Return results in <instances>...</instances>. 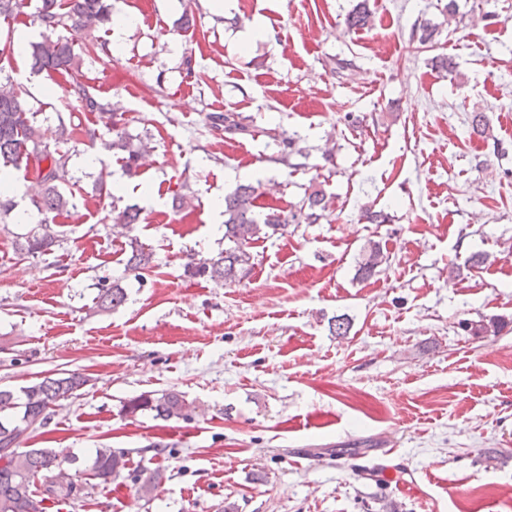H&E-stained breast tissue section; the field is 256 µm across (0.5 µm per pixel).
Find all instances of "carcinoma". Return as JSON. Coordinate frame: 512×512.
I'll return each instance as SVG.
<instances>
[{
	"instance_id": "obj_1",
	"label": "carcinoma",
	"mask_w": 512,
	"mask_h": 512,
	"mask_svg": "<svg viewBox=\"0 0 512 512\" xmlns=\"http://www.w3.org/2000/svg\"><path fill=\"white\" fill-rule=\"evenodd\" d=\"M32 22L41 29V41L31 44V64L36 71H46L65 78L71 91L89 112L108 111V105L94 97L82 82L78 56L74 49L73 35L87 27L106 25L112 17L109 0H38L31 14ZM371 20L368 0H359L346 16L345 22L352 29H362ZM441 25L429 19L414 25L411 41L425 46L435 41ZM212 127L227 134H245L248 126L235 112L211 116ZM69 133L63 125L56 129L43 128L34 123L26 90L11 82L0 83V173L12 170L32 172L39 191L32 199L37 213L42 215L41 231L27 237L20 252L34 255L49 250L55 242L53 226L57 217L70 212L72 202L61 188L64 181V156L61 145L67 143ZM104 148L122 155L128 172L137 169L138 159L146 145H135L122 132L112 129V138L104 141ZM257 188L252 184H239L224 195V240L228 246L216 255L192 259L186 265L192 277L207 278L216 283H232L245 277L252 267V255L247 244L253 239L273 237L288 233L292 224H318L327 218L328 204L323 190L316 189L305 196L294 210L270 208L259 218L255 214ZM139 213L130 208L112 205V230L128 239L130 255L126 270L140 276L153 266V253L137 237L131 235ZM388 260L382 245L376 241L364 247L357 273L368 278ZM127 300L126 288L114 281L98 290L95 308L114 311ZM468 336H495L504 323L495 319L466 320L460 323ZM83 374L67 370L54 377L26 386L15 392L0 389V445H16V456L0 461V512H29L32 501L37 502L36 512H43L44 496L69 499L73 492L85 490V483L69 486H46L45 495L33 490L36 479L42 476L45 462L55 454L47 448H23L21 436L35 420L45 424L47 410L67 400L82 389ZM121 412L127 418L149 413L160 420H189L195 408L176 391L147 392L126 400ZM126 452L102 448L89 468L90 476L103 482L119 478L126 469ZM158 474L144 470L134 478L137 491L144 497L151 496L157 488Z\"/></svg>"
}]
</instances>
